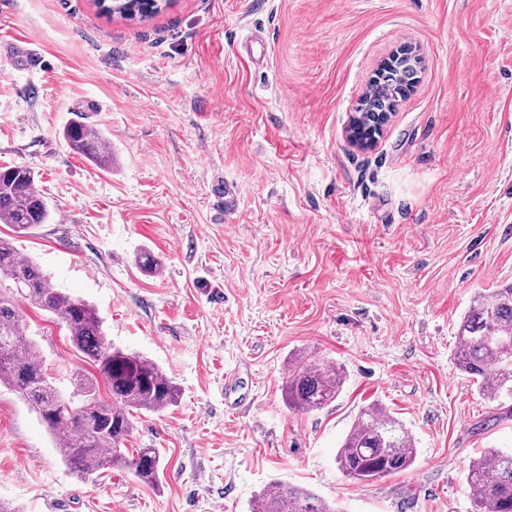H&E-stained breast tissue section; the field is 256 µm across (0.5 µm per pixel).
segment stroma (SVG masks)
I'll return each instance as SVG.
<instances>
[{"mask_svg":"<svg viewBox=\"0 0 512 512\" xmlns=\"http://www.w3.org/2000/svg\"><path fill=\"white\" fill-rule=\"evenodd\" d=\"M33 47L38 66L11 51ZM419 82L374 147L345 130L403 45ZM99 128L103 170L63 128ZM34 171L49 220L21 254L97 309L113 346L180 389L128 448L157 485L83 479L0 386V497L20 512H251L300 486L339 512H472L470 462L512 448V398L455 363L476 293L512 283V0H170L146 19L95 0H0V167ZM161 262L148 273L136 264ZM30 332L61 389L94 366L48 314ZM344 385L290 408L288 365ZM377 402L413 435L406 471L364 483L336 453Z\"/></svg>","mask_w":512,"mask_h":512,"instance_id":"stroma-1","label":"stroma"}]
</instances>
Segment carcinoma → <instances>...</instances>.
I'll use <instances>...</instances> for the list:
<instances>
[{
    "instance_id": "carcinoma-1",
    "label": "carcinoma",
    "mask_w": 512,
    "mask_h": 512,
    "mask_svg": "<svg viewBox=\"0 0 512 512\" xmlns=\"http://www.w3.org/2000/svg\"><path fill=\"white\" fill-rule=\"evenodd\" d=\"M106 13L143 17L160 10L155 0H98ZM416 70L406 60L378 75L366 94L368 113L387 112L400 92L413 86ZM68 147L101 169L112 167V151L96 128L74 121L63 130ZM49 210L36 186L35 173L23 165L0 167V223L15 232L43 224ZM55 317L73 346L96 368L98 376H78L64 398L48 373L38 343L29 337L23 310ZM459 368L495 399L512 393V284L475 296L457 328ZM103 379L108 398L100 393ZM0 385L17 392L57 441L66 466L81 478L121 467L139 481L157 482L161 456L156 448L126 453L136 414H158L177 403L179 389L153 363L124 353L108 340L96 309L55 287L31 259L0 238ZM343 373L325 361H299L287 376L288 405L319 410L333 402ZM414 439L387 408L362 409L337 452L347 476L374 481L407 470L415 460ZM468 485L473 512H512V449L490 448L470 462ZM252 512H338L336 506L293 487L266 491Z\"/></svg>"
}]
</instances>
